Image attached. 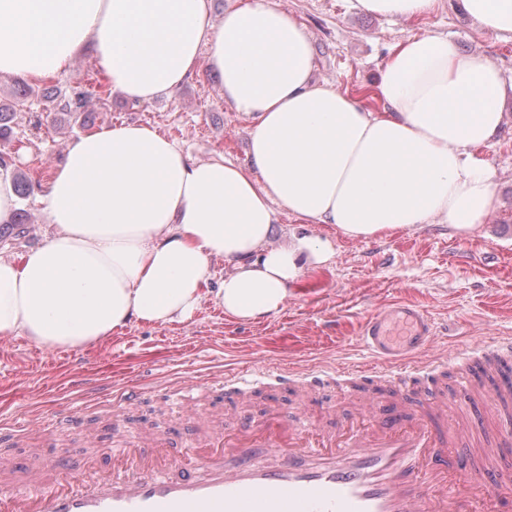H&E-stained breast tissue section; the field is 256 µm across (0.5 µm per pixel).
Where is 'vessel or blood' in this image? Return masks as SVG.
Wrapping results in <instances>:
<instances>
[{
	"instance_id": "obj_1",
	"label": "vessel or blood",
	"mask_w": 512,
	"mask_h": 512,
	"mask_svg": "<svg viewBox=\"0 0 512 512\" xmlns=\"http://www.w3.org/2000/svg\"><path fill=\"white\" fill-rule=\"evenodd\" d=\"M434 337L427 312L397 304L366 319L359 340L382 369L364 375L359 416L340 431L313 422L293 425L270 412L266 422L215 425L204 439H191L193 457L167 437L142 430L128 448H114L100 468L62 479L47 461L25 487L0 494V512H473L479 493L496 496L497 512H512L502 494L512 471L502 457L512 452V432L495 447L471 449L463 461L449 433L448 394L442 362L394 369L406 353H419ZM480 369L461 373L457 390L483 413L493 408L481 384L483 372L499 377L498 397L512 398V337L480 352ZM356 378L314 367L303 378L262 371L232 380L240 396L258 387H303L314 393L333 386L351 389ZM180 465L179 478L167 476Z\"/></svg>"
}]
</instances>
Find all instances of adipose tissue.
I'll list each match as a JSON object with an SVG mask.
<instances>
[{
	"mask_svg": "<svg viewBox=\"0 0 512 512\" xmlns=\"http://www.w3.org/2000/svg\"><path fill=\"white\" fill-rule=\"evenodd\" d=\"M491 39L512 41V0H464ZM129 100L175 94L208 51L224 100L252 121L250 168L197 161L148 124L104 127L67 148L38 202L53 233L0 257V338L81 348L132 323L166 324L211 300L225 315L278 314L329 243H274L280 210L363 239L420 224L460 233L498 205L478 155L500 129L498 66L433 33L389 55L375 112L315 76L305 27L274 0H241L221 25L209 0H0V74L64 72L84 46ZM232 266L206 292L211 262Z\"/></svg>",
	"mask_w": 512,
	"mask_h": 512,
	"instance_id": "adipose-tissue-1",
	"label": "adipose tissue"
}]
</instances>
